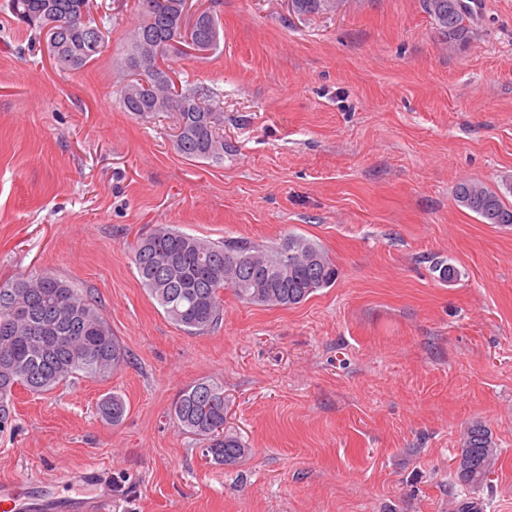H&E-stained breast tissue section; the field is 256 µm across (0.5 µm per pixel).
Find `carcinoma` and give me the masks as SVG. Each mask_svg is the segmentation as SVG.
Wrapping results in <instances>:
<instances>
[{"instance_id":"1","label":"carcinoma","mask_w":512,"mask_h":512,"mask_svg":"<svg viewBox=\"0 0 512 512\" xmlns=\"http://www.w3.org/2000/svg\"><path fill=\"white\" fill-rule=\"evenodd\" d=\"M81 0H9L11 14L28 28L39 31L52 15L59 22L57 40L68 53L56 60L63 70H78L94 61L92 53L74 46L79 35L96 34L105 42L101 27L83 17ZM439 34L450 41L469 37L476 0H423ZM176 0H138L141 22L130 32L123 67L125 76L136 74L135 55L142 44L155 45L163 59L174 57L166 40L181 30ZM340 0H292L299 16L336 11ZM223 28L213 11L204 24L185 29L194 42L220 48ZM150 87L138 81L120 82L119 104L137 118L172 112L182 136L178 153L186 160L224 163V112L215 105V93L201 85L180 91L166 84ZM465 180L455 189L457 204L485 224L512 226V204L505 193ZM131 258L141 285L157 301L165 316L190 334H201L218 323L224 309L221 293L231 290L239 299L263 307H288L305 301L321 288L332 286L337 268L317 243L289 234L278 245L259 244L247 237H226L213 242L158 225L131 247ZM129 361L124 344L98 305L72 281L50 271L21 273L0 280V432L13 428V398L17 387L42 394L78 374L108 377ZM102 419L117 425L125 417L126 403L107 395L97 404ZM178 426L208 441L203 456L211 463L230 466L248 454L235 434L224 430V387L201 381L184 389L170 408ZM497 448L486 428L469 427L457 458L456 479L471 489L489 480Z\"/></svg>"}]
</instances>
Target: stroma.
Returning a JSON list of instances; mask_svg holds the SVG:
<instances>
[{
  "mask_svg": "<svg viewBox=\"0 0 512 512\" xmlns=\"http://www.w3.org/2000/svg\"><path fill=\"white\" fill-rule=\"evenodd\" d=\"M451 48L422 0H218L221 50L174 64L214 89L223 164L174 149L175 119L116 93L134 0H94L107 47L63 72L0 0V278L48 270L99 305L130 361L41 395L16 392L0 481L110 471L117 512H512V226L459 207L456 185L512 182V0H480ZM158 224L220 241L321 245L335 283L291 307L224 293L191 335L142 287L130 246ZM459 272L446 282L434 262ZM248 453L217 466L169 416L201 381ZM123 397L120 425L97 403ZM490 482H455L473 423ZM340 0H292V10L298 16H315L336 11Z\"/></svg>",
  "mask_w": 512,
  "mask_h": 512,
  "instance_id": "1",
  "label": "stroma"
}]
</instances>
